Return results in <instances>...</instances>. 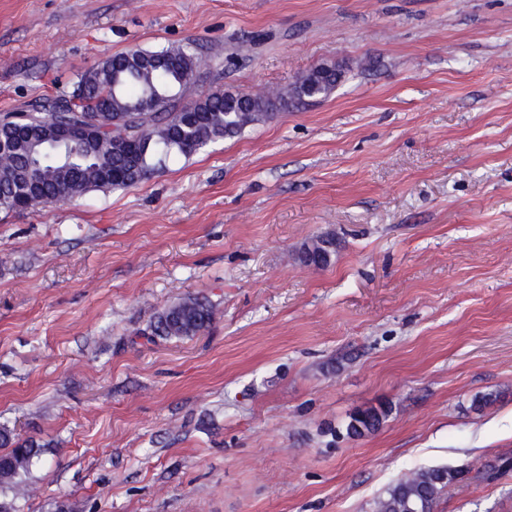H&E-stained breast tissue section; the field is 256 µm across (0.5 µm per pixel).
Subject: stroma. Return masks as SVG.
Here are the masks:
<instances>
[{
    "mask_svg": "<svg viewBox=\"0 0 512 512\" xmlns=\"http://www.w3.org/2000/svg\"><path fill=\"white\" fill-rule=\"evenodd\" d=\"M188 43L190 100L348 73L133 186L0 211V425L44 447L15 512H372L439 466L465 477L436 512H512V465L486 477L512 462V0H0V113ZM191 297L205 333L146 340ZM386 416L387 411L383 408L361 410L350 418L346 427L347 434L362 436L374 432L380 427Z\"/></svg>",
    "mask_w": 512,
    "mask_h": 512,
    "instance_id": "stroma-1",
    "label": "stroma"
}]
</instances>
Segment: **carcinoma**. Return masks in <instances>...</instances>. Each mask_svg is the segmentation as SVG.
<instances>
[{
  "mask_svg": "<svg viewBox=\"0 0 512 512\" xmlns=\"http://www.w3.org/2000/svg\"><path fill=\"white\" fill-rule=\"evenodd\" d=\"M201 58L188 45L159 50L131 48L108 56L82 73L67 98L39 101L26 112L0 114V211L69 201L93 190L125 188L148 178L172 157H190L209 145L241 135L268 121L272 111L292 101L330 94L345 79L336 62L301 76V83L273 93L214 92L184 101ZM63 124L76 128L75 139L59 152L42 135ZM327 243L323 265L331 263L338 239L319 237L301 251L304 260ZM209 303L188 298L160 313L150 335L188 338L209 328ZM387 411L368 408L354 414L346 431L362 436L376 431ZM0 487L28 492L25 475L43 454L32 440L20 442L0 426ZM464 471L431 467L411 471L391 483L374 502L373 512H435L437 503Z\"/></svg>",
  "mask_w": 512,
  "mask_h": 512,
  "instance_id": "obj_1",
  "label": "carcinoma"
}]
</instances>
